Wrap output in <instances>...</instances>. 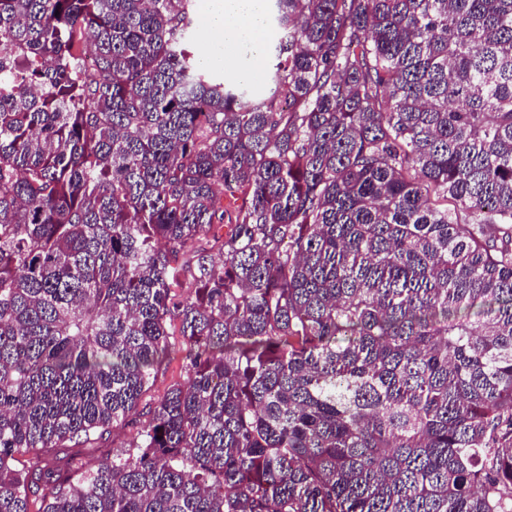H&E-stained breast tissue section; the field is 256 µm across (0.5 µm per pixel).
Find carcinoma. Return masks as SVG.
Here are the masks:
<instances>
[{"instance_id":"obj_1","label":"carcinoma","mask_w":512,"mask_h":512,"mask_svg":"<svg viewBox=\"0 0 512 512\" xmlns=\"http://www.w3.org/2000/svg\"><path fill=\"white\" fill-rule=\"evenodd\" d=\"M271 2L0 0V512H512V0ZM201 3V6L197 9L196 16L194 15V24L191 30L192 43L194 47H198L200 49H206L207 45L210 43L209 30L207 29L208 25V15L205 12V1L207 0H196ZM264 0H213L209 5V24L211 43L216 47L224 48L225 70L239 75L235 69V56L225 50L233 48L235 51L247 50L257 60L243 56L239 61H246L257 69L258 75L253 78L252 87L256 95H263L270 91L272 85L269 81V60L276 41H271L267 53H261L264 31L261 18L263 17ZM184 363L179 355L166 362L159 371L157 381L142 396L140 415L133 424H115L104 441L105 448L120 450L129 441L131 434L149 419V409L161 398L168 385L173 381H183L186 378Z\"/></svg>"}]
</instances>
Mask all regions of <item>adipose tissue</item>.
<instances>
[{
  "label": "adipose tissue",
  "mask_w": 512,
  "mask_h": 512,
  "mask_svg": "<svg viewBox=\"0 0 512 512\" xmlns=\"http://www.w3.org/2000/svg\"><path fill=\"white\" fill-rule=\"evenodd\" d=\"M263 5L264 0H211V42L225 49L226 70H234L233 54L236 51L246 50L255 57L260 55L264 35Z\"/></svg>",
  "instance_id": "obj_1"
}]
</instances>
